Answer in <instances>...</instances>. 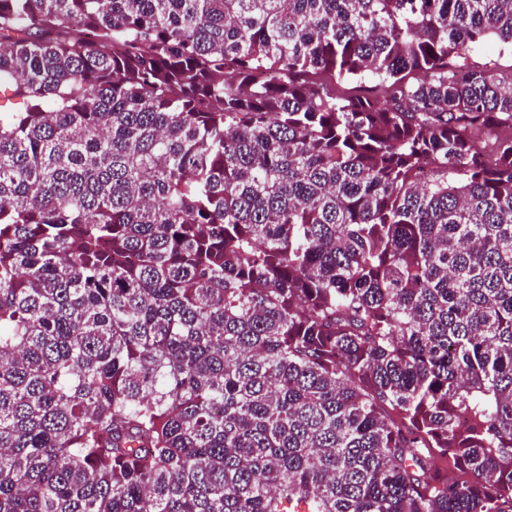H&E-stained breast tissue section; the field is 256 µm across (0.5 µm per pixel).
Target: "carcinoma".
Here are the masks:
<instances>
[{"instance_id":"1","label":"carcinoma","mask_w":512,"mask_h":512,"mask_svg":"<svg viewBox=\"0 0 512 512\" xmlns=\"http://www.w3.org/2000/svg\"><path fill=\"white\" fill-rule=\"evenodd\" d=\"M492 37L0 0V512H512V75L448 77Z\"/></svg>"}]
</instances>
